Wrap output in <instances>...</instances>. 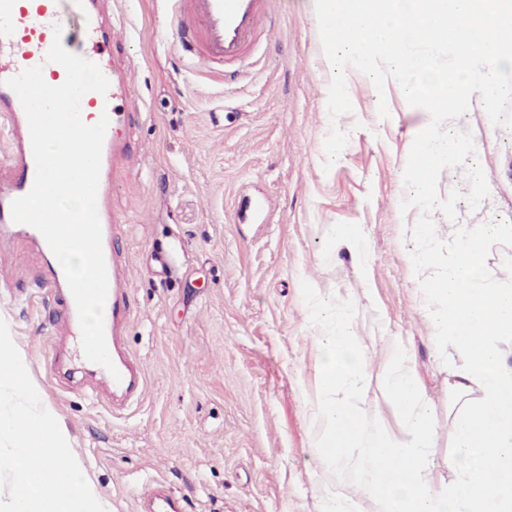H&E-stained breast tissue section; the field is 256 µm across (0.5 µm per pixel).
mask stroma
Returning <instances> with one entry per match:
<instances>
[{
  "mask_svg": "<svg viewBox=\"0 0 512 512\" xmlns=\"http://www.w3.org/2000/svg\"><path fill=\"white\" fill-rule=\"evenodd\" d=\"M117 7L131 93L144 111L129 132L141 165L110 182L111 203L128 219L124 341L146 369L138 404L119 415L91 404L82 363L60 387L42 355L59 332L57 306L36 294L44 259L21 239L0 250V317L108 512H139L155 480L182 512H320L308 411L318 358L304 280L324 298L355 302L374 407L395 431L401 421L383 377L392 347H405L438 432L431 477L451 484L448 367L463 360L454 350L439 356L409 263L420 212L400 210L407 157L429 113L410 106L399 84L377 93L350 67L353 110L330 120L332 68L307 0H273L275 38L232 83L173 50L171 0ZM333 126L349 142L327 170L323 142ZM455 126L472 132L490 194L470 209L466 167L442 170L439 198L463 196L455 219L433 215L445 241L465 224L512 223V128L493 125L475 100ZM336 225L355 227L362 255L329 248ZM157 249L171 258L162 276L149 270Z\"/></svg>",
  "mask_w": 512,
  "mask_h": 512,
  "instance_id": "1",
  "label": "stroma"
}]
</instances>
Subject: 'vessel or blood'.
<instances>
[{
  "label": "vessel or blood",
  "mask_w": 512,
  "mask_h": 512,
  "mask_svg": "<svg viewBox=\"0 0 512 512\" xmlns=\"http://www.w3.org/2000/svg\"><path fill=\"white\" fill-rule=\"evenodd\" d=\"M171 24L174 50L191 63L208 68H230L245 62L275 31L270 0H175ZM123 19L113 13L111 0H0V123L7 127V150L0 159V242L27 238L41 253L50 248L35 228L15 223L11 203L31 189L36 172L28 122L8 79L23 69L42 66L45 81L60 85L66 78L62 66L46 62L54 36H61L71 53L96 63L110 82L106 94L90 92L81 100L82 112L93 117L108 114L97 209L108 276L104 312L107 347L117 375H105L112 392V406L122 409L142 394L145 373L141 360L129 353L122 330L129 315V274L123 252L117 246L121 213L108 202L112 171L134 169L136 153L120 132L131 126L142 108L130 94L131 58L116 33ZM60 307L62 345L56 358L76 347L80 328L73 296L61 265L50 264L40 283Z\"/></svg>",
  "instance_id": "obj_1"
}]
</instances>
